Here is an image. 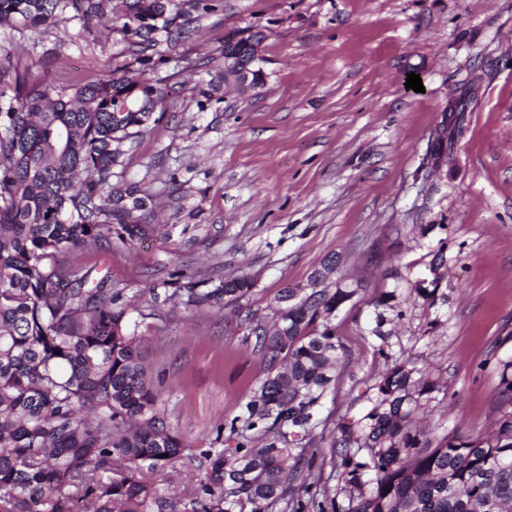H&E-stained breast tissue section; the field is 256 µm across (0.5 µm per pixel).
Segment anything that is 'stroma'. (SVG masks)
<instances>
[{
	"label": "stroma",
	"mask_w": 512,
	"mask_h": 512,
	"mask_svg": "<svg viewBox=\"0 0 512 512\" xmlns=\"http://www.w3.org/2000/svg\"><path fill=\"white\" fill-rule=\"evenodd\" d=\"M247 26L266 36L265 85L198 107L197 84L222 66L214 49ZM68 30L62 42L3 24L0 51L58 85L102 77L125 48L101 24ZM183 52L199 67L160 69L170 94L112 179L146 190L154 223L185 234L71 259L121 289L167 423L200 446L238 414L265 369L249 320L269 321L280 290L336 254L370 288L336 316L345 355L327 430L369 405L384 369L371 300L393 290L404 317L387 326L392 346L432 367L446 394L434 436H486L503 410L497 365L512 357V0H218ZM412 72L424 92L406 88ZM440 249L447 302H413ZM242 275L253 291L227 307L171 295Z\"/></svg>",
	"instance_id": "obj_1"
}]
</instances>
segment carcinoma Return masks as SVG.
I'll return each mask as SVG.
<instances>
[{
  "instance_id": "carcinoma-1",
  "label": "carcinoma",
  "mask_w": 512,
  "mask_h": 512,
  "mask_svg": "<svg viewBox=\"0 0 512 512\" xmlns=\"http://www.w3.org/2000/svg\"><path fill=\"white\" fill-rule=\"evenodd\" d=\"M214 2L125 0L129 58L105 79L56 92L0 52V512H177L153 475L195 454L205 472L184 512H512V410L486 439L430 437L417 415L439 401L441 385L388 342L395 293L370 301L385 370L366 389V413L331 435L335 489L309 471L343 351L336 312L362 298L355 275L341 272L342 287L301 295L286 287L272 326L250 324L264 376L198 451L161 415L122 290L87 288L58 259L158 231L146 223L153 197L137 184L112 183V167L168 94L158 69L173 59L197 66L170 52L199 34ZM107 3L0 0V23L36 30L100 22ZM263 38L238 30L224 36L220 55H247ZM223 81L221 73L199 87V108ZM253 286L237 276L200 297L192 288L171 296L229 306ZM440 286L436 278L413 293L433 305L446 301ZM500 385L512 406V358L500 362Z\"/></svg>"
}]
</instances>
